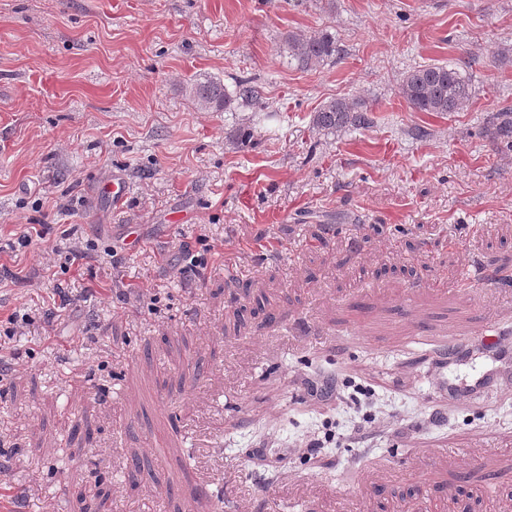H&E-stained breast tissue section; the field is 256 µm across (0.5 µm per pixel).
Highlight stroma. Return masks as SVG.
Returning <instances> with one entry per match:
<instances>
[{"label":"stroma","instance_id":"1","mask_svg":"<svg viewBox=\"0 0 512 512\" xmlns=\"http://www.w3.org/2000/svg\"><path fill=\"white\" fill-rule=\"evenodd\" d=\"M336 35L303 71L291 32ZM461 67L464 111H413L409 69ZM207 75L260 91L229 112ZM331 98L369 125L312 126ZM512 0H0V463L13 512H512V392L435 393L432 343L480 333L512 276ZM122 180L121 205L99 192ZM31 224L43 237L16 245ZM88 248L72 260V247ZM56 250L54 271L43 252ZM204 259L194 279L176 271ZM28 313L23 335L5 320ZM424 328L425 343L414 337ZM334 375L339 400L309 399ZM446 449L443 457L435 449ZM417 454L414 496L390 463ZM149 470L130 479L132 455ZM251 81L241 80L234 92H229L224 83L212 78H195L185 87V92L196 107L205 112H228L236 101L252 102L259 97V91L249 85Z\"/></svg>","mask_w":512,"mask_h":512}]
</instances>
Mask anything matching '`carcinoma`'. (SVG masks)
<instances>
[{"label": "carcinoma", "instance_id": "obj_1", "mask_svg": "<svg viewBox=\"0 0 512 512\" xmlns=\"http://www.w3.org/2000/svg\"><path fill=\"white\" fill-rule=\"evenodd\" d=\"M283 52L288 63L310 69L333 62L341 48L336 36L327 31L309 37L290 33L283 42ZM185 92L196 107L205 112H228L238 100L248 103L259 97V91L248 80L239 81L231 93L217 80L195 78L185 87ZM398 92L416 112L448 115L467 108L472 88L470 80L458 67L428 63L405 72ZM367 124L366 114L358 111L357 103L344 98L323 102L313 117V126L325 135Z\"/></svg>", "mask_w": 512, "mask_h": 512}]
</instances>
